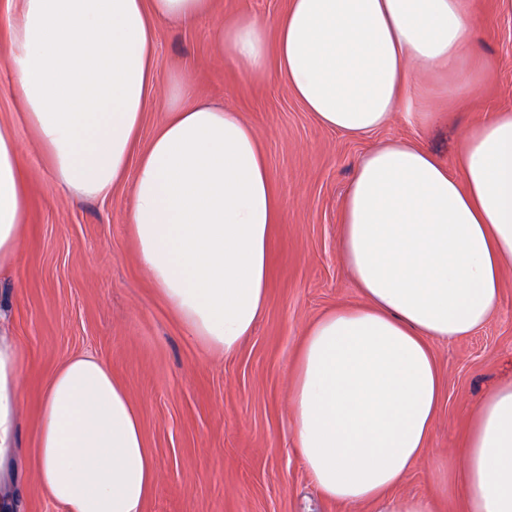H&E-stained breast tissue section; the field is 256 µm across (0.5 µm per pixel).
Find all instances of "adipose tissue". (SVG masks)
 <instances>
[{
  "instance_id": "ef3b65f1",
  "label": "adipose tissue",
  "mask_w": 512,
  "mask_h": 512,
  "mask_svg": "<svg viewBox=\"0 0 512 512\" xmlns=\"http://www.w3.org/2000/svg\"><path fill=\"white\" fill-rule=\"evenodd\" d=\"M213 0H17L5 57L19 110L58 185L107 197L134 170L130 231L139 260L190 336L234 352L263 315L280 205L253 126L170 79L167 112L137 142L159 78L158 23L191 22ZM220 49L249 77L275 74L326 129L362 137L394 112L418 125L427 76L463 100L481 31L472 0H289L275 34L242 16ZM29 209L18 142L0 126V270ZM341 253L363 305L314 319L289 392L288 427L327 499L383 512H432L455 491L465 512H512V381L472 411L456 468L430 460L432 495L390 497L427 458L441 372L429 343L475 333L512 267V110L464 135L453 165L406 140L356 166L342 205ZM19 344L0 335V512H15ZM428 459V458H427ZM35 479L65 512H144L156 464L126 386L90 352L63 362L39 408Z\"/></svg>"
}]
</instances>
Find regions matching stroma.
Segmentation results:
<instances>
[{
  "instance_id": "35a3bbf8",
  "label": "stroma",
  "mask_w": 512,
  "mask_h": 512,
  "mask_svg": "<svg viewBox=\"0 0 512 512\" xmlns=\"http://www.w3.org/2000/svg\"><path fill=\"white\" fill-rule=\"evenodd\" d=\"M475 4L483 37L471 68L480 93L453 101L430 77L423 107L437 113L435 123L420 126L399 113L360 139L321 127L282 83L244 77L221 56L219 25L250 15L275 27L288 0H214L209 16L159 25L160 80L189 77L197 99L240 113L255 128L281 204L266 310L230 355L192 339L143 269L128 224L131 178L105 198L60 188L0 56V124L15 132L30 197L16 262L0 274V328L28 352L19 512H64L34 478L38 410L55 369L84 351L111 367L141 415L158 472L144 512H380L376 503L349 506L319 495L288 433L289 386L308 325L364 302L339 251L342 203L358 159L404 139L448 165L471 126L512 110V0ZM431 350L442 386L429 458L392 489L395 497L432 495L431 459L462 447L476 403L512 379V267L490 321L473 335L432 342Z\"/></svg>"
}]
</instances>
